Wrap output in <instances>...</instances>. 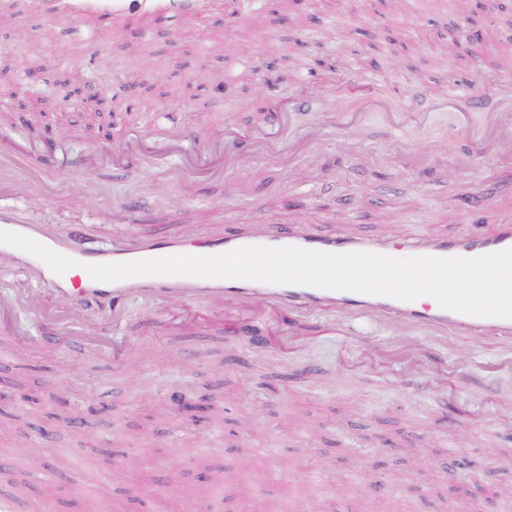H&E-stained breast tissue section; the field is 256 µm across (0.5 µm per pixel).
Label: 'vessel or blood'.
Returning a JSON list of instances; mask_svg holds the SVG:
<instances>
[{"instance_id":"vessel-or-blood-1","label":"vessel or blood","mask_w":512,"mask_h":512,"mask_svg":"<svg viewBox=\"0 0 512 512\" xmlns=\"http://www.w3.org/2000/svg\"><path fill=\"white\" fill-rule=\"evenodd\" d=\"M456 100L467 112L490 113L501 143L512 145V114L498 109L495 101L476 94H460ZM437 95L417 90L406 99L405 111L418 119L434 110ZM0 230L32 238L49 249L82 262L77 277L55 274L41 259L10 245L0 244V255H9L24 263L37 277L56 286L61 304L87 306L105 301L113 311H120L132 292L154 298L179 296L187 300L199 296L216 302L245 306L266 302L279 310L301 317L321 309L341 314L366 312L379 319L399 317L411 328L427 326L440 333L489 332L512 340V318L479 317L443 309L439 304L402 301L392 297L347 290L322 289L294 284H272L244 279H207L190 276H142L114 282L94 280L86 270L90 264L132 262L167 256H214L245 247L295 246L331 253L371 252L394 258L408 257H475L512 248V224L500 225L495 231H470L451 237L430 239L415 244L393 246L391 242L351 238L310 224L288 228L281 224H262L248 236L229 231L221 237L202 234L190 236L164 234L148 241L126 235L109 251L94 252L81 244L80 234L59 238L37 224H24L11 214L0 211Z\"/></svg>"}]
</instances>
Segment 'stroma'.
I'll use <instances>...</instances> for the list:
<instances>
[{"label":"stroma","instance_id":"obj_1","mask_svg":"<svg viewBox=\"0 0 512 512\" xmlns=\"http://www.w3.org/2000/svg\"><path fill=\"white\" fill-rule=\"evenodd\" d=\"M15 2L0 8V132L23 156L55 155L39 175L19 170L27 189L0 195V210L62 236L85 226L86 248L109 249L128 231L220 236L256 224L406 243L467 228L458 204L476 192L512 201V149L471 144L482 113L464 126L434 112L394 130L369 105L377 94L401 103L418 86L492 95L512 68V0H224L207 15L166 0H73L80 11L68 16ZM465 17L501 49L449 48ZM76 71L82 89L110 99L108 133L63 111L60 80ZM280 98L288 113L270 116ZM180 129L195 131V146L177 142ZM95 143L107 158L80 171ZM122 203L132 225L112 220ZM0 282L57 302L20 261L0 257ZM233 313L134 293L118 325L93 305L66 338L34 310H0V457L23 472L30 512H70L74 501L146 512L153 499L193 512L201 496L210 512H241L247 497L293 512H459L471 500L459 486L475 479L487 488L482 512H512V341L270 310L261 333L281 342L262 346L225 332ZM182 390L210 406L197 421L170 402ZM271 458L281 476L254 482ZM162 464L175 483L159 480ZM297 470L308 489L291 480ZM377 476L385 484L373 493Z\"/></svg>","mask_w":512,"mask_h":512}]
</instances>
